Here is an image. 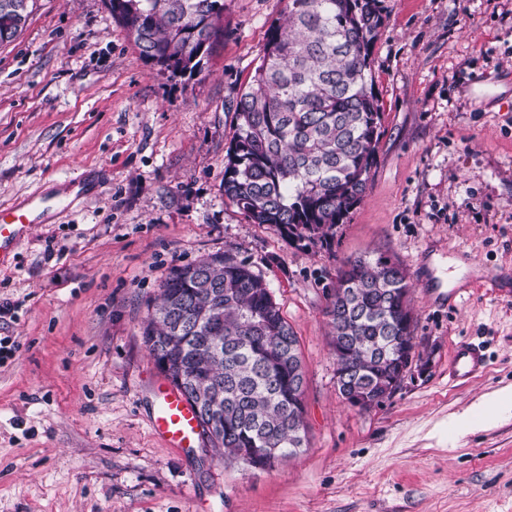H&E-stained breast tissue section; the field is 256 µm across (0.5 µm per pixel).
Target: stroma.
I'll list each match as a JSON object with an SVG mask.
<instances>
[{
	"mask_svg": "<svg viewBox=\"0 0 512 512\" xmlns=\"http://www.w3.org/2000/svg\"><path fill=\"white\" fill-rule=\"evenodd\" d=\"M382 136L333 249L301 248L224 196L230 102L288 0H224V37L184 81L145 63L103 0H34L0 46V208L63 197L0 269V512H512V0H381ZM83 177L84 194L64 195ZM299 340L305 443L272 469L208 439L168 447L142 340L176 266L224 251ZM409 272L421 356L383 404L336 390L326 308L347 258ZM486 373L450 381L459 339Z\"/></svg>",
	"mask_w": 512,
	"mask_h": 512,
	"instance_id": "1",
	"label": "stroma"
}]
</instances>
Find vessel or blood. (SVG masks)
Returning <instances> with one entry per match:
<instances>
[{
	"label": "vessel or blood",
	"instance_id": "1",
	"mask_svg": "<svg viewBox=\"0 0 512 512\" xmlns=\"http://www.w3.org/2000/svg\"><path fill=\"white\" fill-rule=\"evenodd\" d=\"M55 205V200L34 196L22 205L0 211V265L10 261L31 226L40 223L44 214ZM485 368L486 354L480 345L467 340L455 344L449 370L452 382L468 383L481 375ZM150 425L172 448L193 447L200 438L192 406L171 386L164 387L150 417Z\"/></svg>",
	"mask_w": 512,
	"mask_h": 512
}]
</instances>
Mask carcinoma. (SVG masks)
I'll return each mask as SVG.
<instances>
[{"instance_id":"obj_1","label":"carcinoma","mask_w":512,"mask_h":512,"mask_svg":"<svg viewBox=\"0 0 512 512\" xmlns=\"http://www.w3.org/2000/svg\"><path fill=\"white\" fill-rule=\"evenodd\" d=\"M0 0V45L29 11ZM380 0H288L233 111L224 196L254 224L328 250L372 180L381 116L368 83L382 25ZM112 19L140 57L172 77L193 78L224 35V0H112ZM411 285L383 254L347 261L326 315L336 368L357 354L350 383L371 394L401 381L393 363L418 347ZM403 337L395 344L390 337ZM143 342L172 386L215 424L213 449L228 461L275 462L305 437V373L298 340L265 281L229 252L173 268L142 328Z\"/></svg>"}]
</instances>
